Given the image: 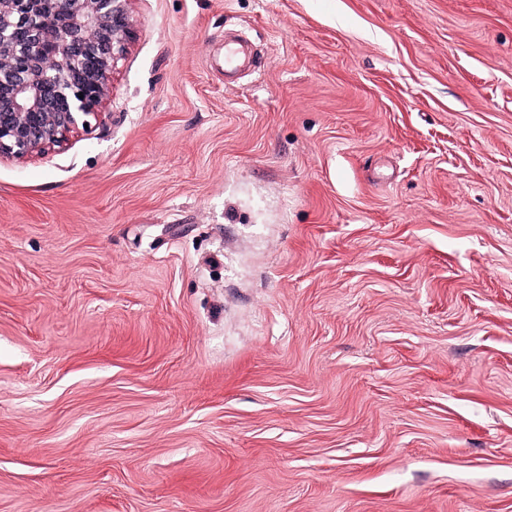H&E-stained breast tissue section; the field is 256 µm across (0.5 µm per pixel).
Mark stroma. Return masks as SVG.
<instances>
[{
  "label": "stroma",
  "mask_w": 512,
  "mask_h": 512,
  "mask_svg": "<svg viewBox=\"0 0 512 512\" xmlns=\"http://www.w3.org/2000/svg\"><path fill=\"white\" fill-rule=\"evenodd\" d=\"M130 13L0 161V512H512V0Z\"/></svg>",
  "instance_id": "stroma-1"
}]
</instances>
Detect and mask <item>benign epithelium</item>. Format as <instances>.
Listing matches in <instances>:
<instances>
[{"label": "benign epithelium", "mask_w": 512, "mask_h": 512, "mask_svg": "<svg viewBox=\"0 0 512 512\" xmlns=\"http://www.w3.org/2000/svg\"><path fill=\"white\" fill-rule=\"evenodd\" d=\"M131 0H0V159L62 147L96 119L133 37Z\"/></svg>", "instance_id": "7a95c632"}]
</instances>
